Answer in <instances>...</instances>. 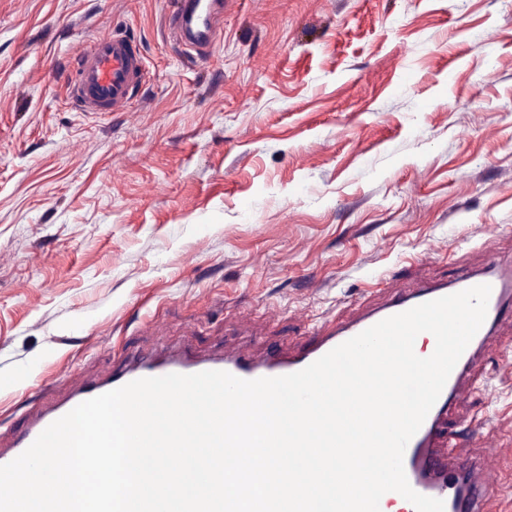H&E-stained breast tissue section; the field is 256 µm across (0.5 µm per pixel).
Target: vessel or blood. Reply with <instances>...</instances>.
I'll return each instance as SVG.
<instances>
[{"label":"vessel or blood","instance_id":"obj_1","mask_svg":"<svg viewBox=\"0 0 512 512\" xmlns=\"http://www.w3.org/2000/svg\"><path fill=\"white\" fill-rule=\"evenodd\" d=\"M177 40L198 53L209 52L224 31V0H177L168 16ZM143 62L128 37L101 36L80 50L66 76L67 99L85 112H116L130 102L143 81ZM487 284L491 294L484 323L452 370L436 403L406 446L403 465L410 486L419 494L443 500L445 512H504L502 490L507 481L493 451L465 459L457 455L455 436L446 432V416L473 392L471 377L481 364L485 348L496 332L512 331V255H489L477 268H462L450 282H425L415 288H392L377 307L349 321L318 323L309 340L297 349L254 356L240 349L202 358L160 345L147 355H131L111 375L77 383L62 399L33 410L26 427L14 434L9 448L0 451V465L22 454L52 422L78 404L133 380L171 373L225 371L253 380L291 374L376 323L422 303Z\"/></svg>","mask_w":512,"mask_h":512}]
</instances>
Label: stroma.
<instances>
[{"mask_svg": "<svg viewBox=\"0 0 512 512\" xmlns=\"http://www.w3.org/2000/svg\"><path fill=\"white\" fill-rule=\"evenodd\" d=\"M169 0H0V431L157 340L304 342L389 287L512 253V0H227L206 57ZM134 35L124 111L63 74ZM512 470V335L449 421Z\"/></svg>", "mask_w": 512, "mask_h": 512, "instance_id": "obj_1", "label": "stroma"}]
</instances>
